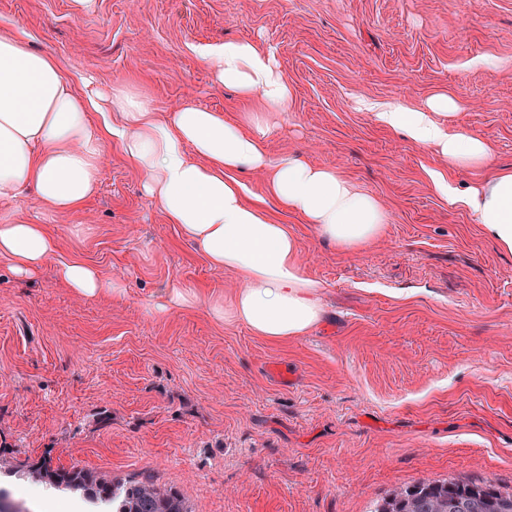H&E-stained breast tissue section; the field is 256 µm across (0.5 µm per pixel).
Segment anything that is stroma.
<instances>
[{"label": "stroma", "mask_w": 512, "mask_h": 512, "mask_svg": "<svg viewBox=\"0 0 512 512\" xmlns=\"http://www.w3.org/2000/svg\"><path fill=\"white\" fill-rule=\"evenodd\" d=\"M72 78L123 82L160 117L193 104L234 119V89L200 47L239 39L272 51L291 90L266 141L336 169L389 222L342 251L274 211L322 286L323 323L285 343L215 321L232 273L211 268L167 223L118 144L81 210L33 194L17 212L58 249L16 276L0 261V453L111 478L152 476L192 512H371L416 481L491 479L512 489V253L433 193L512 168V0H0ZM485 139L489 166L446 159L375 122L364 102L425 108ZM78 258L123 294L88 298L57 276ZM198 303L158 314L161 284Z\"/></svg>", "instance_id": "obj_1"}]
</instances>
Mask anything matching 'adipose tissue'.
I'll use <instances>...</instances> for the list:
<instances>
[{
	"mask_svg": "<svg viewBox=\"0 0 512 512\" xmlns=\"http://www.w3.org/2000/svg\"><path fill=\"white\" fill-rule=\"evenodd\" d=\"M198 58L216 83L253 104L246 122L195 105L162 120L150 99L127 86L105 93L79 90L51 52L34 49L20 23L0 22V201L29 190L54 211L79 210L97 186L105 146L119 143L167 223L178 225L212 268L239 276L242 286L231 302L211 301V316L283 343L309 333L324 310L320 283L300 263L297 237L273 220L271 207L298 215L344 251L372 242L388 215L377 198L335 170L267 152L273 118L290 104L272 52L227 40L200 49ZM454 109L451 99L441 97L425 111L390 106L374 117L436 149L452 168L484 164L489 143L446 122ZM245 169L268 173L266 197L247 200V187L237 177ZM427 177L435 194L471 212L490 237L512 251V170L496 172L464 195L455 192L446 171L431 169ZM56 249L46 225L0 210V260L17 276L42 271ZM57 274L84 296L124 291L120 281L104 279L80 260L61 264Z\"/></svg>",
	"mask_w": 512,
	"mask_h": 512,
	"instance_id": "1",
	"label": "adipose tissue"
}]
</instances>
